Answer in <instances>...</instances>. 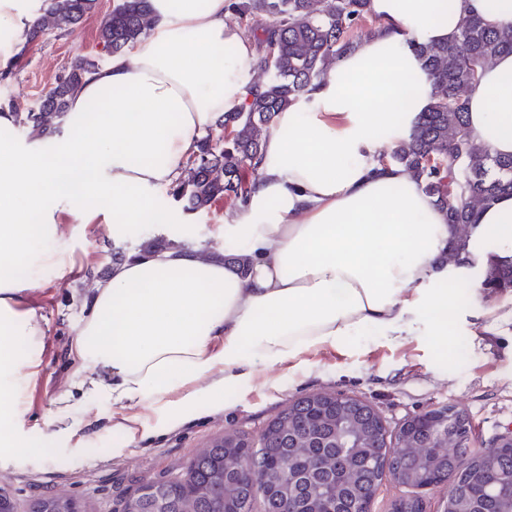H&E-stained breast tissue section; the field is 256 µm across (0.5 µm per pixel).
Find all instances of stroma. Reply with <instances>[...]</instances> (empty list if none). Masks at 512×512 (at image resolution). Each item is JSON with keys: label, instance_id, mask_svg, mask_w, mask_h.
Instances as JSON below:
<instances>
[{"label": "stroma", "instance_id": "1", "mask_svg": "<svg viewBox=\"0 0 512 512\" xmlns=\"http://www.w3.org/2000/svg\"><path fill=\"white\" fill-rule=\"evenodd\" d=\"M115 2L97 0L95 11L74 30H55L27 43L10 62L7 76L0 77V104L27 111L75 57L104 58L99 26ZM148 205L163 213L165 223L115 226L66 220L61 232L77 270L60 273L36 265L21 274L37 285L33 303L46 330L40 369L27 381L23 429L45 457L19 467L0 464V489L14 497L17 512H29L37 498L58 491L84 502L88 512H117L122 496L144 482L178 476L213 438L230 429L259 436L285 405L316 392L360 399L392 430L430 408L455 407L468 416L477 449L512 429V296L490 299L501 329L500 335L491 336L475 332L465 291L457 298L459 316L447 335L401 341L375 333L357 335L342 349L310 356L309 368L283 378L278 390L252 382L225 393L222 413L203 415L136 443L103 429L112 404L79 392L69 354L84 315L83 298L109 275L113 252L134 251L143 241L166 237L223 249L224 220L236 208L222 200L208 211L187 215L164 187L150 193ZM66 394L71 401L64 405L60 399ZM63 413L78 427L79 440L57 434L54 420Z\"/></svg>", "mask_w": 512, "mask_h": 512}]
</instances>
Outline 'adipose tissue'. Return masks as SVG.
Masks as SVG:
<instances>
[{
    "mask_svg": "<svg viewBox=\"0 0 512 512\" xmlns=\"http://www.w3.org/2000/svg\"><path fill=\"white\" fill-rule=\"evenodd\" d=\"M43 0H0V28L22 45ZM155 25L87 73L69 101L67 132L20 142L0 111V462L42 458L20 427L21 368L36 370L46 334L21 270L69 266L63 222L159 224L147 194L173 185L200 136L254 90L256 47L228 23L229 0H150ZM381 24L330 73L279 112L259 179L224 224L237 265L189 249L132 252L86 302L70 346L80 386L108 397V428L131 440L220 413L225 392L297 373L305 355L355 335L444 336L459 290L477 301L474 272L512 257V196L486 205L458 261L443 257L453 227L423 183L380 157L410 134L434 82L416 48L452 42L476 16L512 27V0H369ZM473 135L512 156V53L486 66L467 92ZM101 110L87 122L85 109ZM30 353L18 360L17 346Z\"/></svg>",
    "mask_w": 512,
    "mask_h": 512,
    "instance_id": "ef3b65f1",
    "label": "adipose tissue"
}]
</instances>
